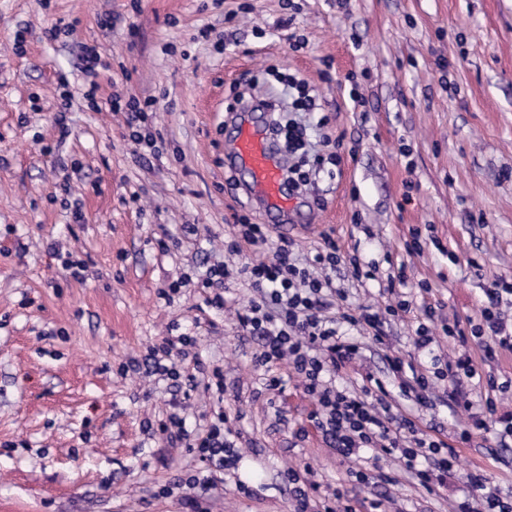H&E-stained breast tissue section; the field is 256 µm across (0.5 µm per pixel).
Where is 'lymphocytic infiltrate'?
Listing matches in <instances>:
<instances>
[{"label": "lymphocytic infiltrate", "mask_w": 512, "mask_h": 512, "mask_svg": "<svg viewBox=\"0 0 512 512\" xmlns=\"http://www.w3.org/2000/svg\"><path fill=\"white\" fill-rule=\"evenodd\" d=\"M268 224L252 223L249 215L237 216L225 248L241 254L243 246L259 250L257 258L244 262H222L210 266L201 282L206 307L225 308V292L230 284L247 286L250 296L242 311L237 312V336L240 340H257L252 355L255 369L263 373L267 390H279L282 378L277 366H287L304 394L313 403L310 420L322 435L326 446L347 461L346 482L371 485L387 481V474H374L361 463L362 456L371 460L397 459L406 474L428 492H435L451 474L457 458L455 446L448 444L445 431L434 425H421L417 416L393 407L390 392L373 373L360 374L359 387L344 386L364 360L360 343L350 334L360 327L369 330L377 345H384L381 316L409 313L410 305L399 300L378 312L373 306L350 307L344 289L335 286L330 275L341 260V249L331 235H323L308 266H298L293 259L294 240L272 237ZM512 284L491 289L481 311L479 324L464 328L460 320L444 321V335L457 339L464 351L448 364V408L464 411L470 418L468 429L458 439L469 443L474 437L495 433L499 440L512 437V414H498L494 399L476 403L466 389V381L478 371L465 348L477 343L484 359L512 352V324L507 323L499 308ZM197 339L187 333L162 337L149 349L144 362H130L132 373H144L168 384L166 413L158 421V431L169 446L184 449L196 461L195 469L176 483L183 503L191 512H201L196 489L214 487L216 472L235 468L236 449L243 436L233 426L224 410L203 414L199 427L186 426V410L194 391L200 390L216 400L224 398V370L207 367L196 351ZM389 370L404 394L416 404L432 408V387L423 363L399 356L387 359ZM468 494L460 503V512H512V501L500 497L488 478L473 472L467 477ZM288 486L291 512H358L357 500L348 498L341 489L320 495V485L311 471L289 470Z\"/></svg>", "instance_id": "f902f5d3"}]
</instances>
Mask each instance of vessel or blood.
Listing matches in <instances>:
<instances>
[{
  "mask_svg": "<svg viewBox=\"0 0 512 512\" xmlns=\"http://www.w3.org/2000/svg\"><path fill=\"white\" fill-rule=\"evenodd\" d=\"M228 160L245 174L241 182L233 184V191L267 202L274 220L287 216L291 201L288 182L262 120L247 119L236 126Z\"/></svg>",
  "mask_w": 512,
  "mask_h": 512,
  "instance_id": "vessel-or-blood-1",
  "label": "vessel or blood"
}]
</instances>
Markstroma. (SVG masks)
I'll return each mask as SVG.
<instances>
[{
  "mask_svg": "<svg viewBox=\"0 0 512 512\" xmlns=\"http://www.w3.org/2000/svg\"><path fill=\"white\" fill-rule=\"evenodd\" d=\"M61 21L76 22L74 33L47 40ZM86 44L110 58L112 93L152 99L160 157L134 142L121 113L79 97L60 136L57 78L76 79ZM244 73L259 78L254 97L275 92L285 107L282 77L304 78L319 92L315 110L294 114L310 155L341 144L339 174L294 193L298 251L332 232L344 256L332 278L354 306L385 309L381 288L406 272L412 311L386 317L387 354L357 336L393 406L417 409L385 357L420 359L421 306L476 321L487 289L512 281V0H0V512H185L159 494L190 466L154 429L163 388L119 369L199 315L214 327L197 348L223 365L224 409L245 435L210 512H288L291 468L310 467L321 492L339 487L345 466L320 434L294 435L311 410L297 379L269 408L255 343L240 344L224 312L199 309L194 283L223 261L236 216L267 221L261 201L227 192L239 177L224 148ZM165 236L182 238L181 254L160 255ZM68 252L87 260L85 282L66 277ZM353 255L375 265L374 280L352 279ZM183 275L191 286L159 297ZM456 450L455 476L436 493L403 481L392 461L396 485L356 495L450 512L467 473L481 470L512 497V440L492 455L478 438Z\"/></svg>",
  "mask_w": 512,
  "mask_h": 512,
  "instance_id": "stroma-1",
  "label": "stroma"
}]
</instances>
